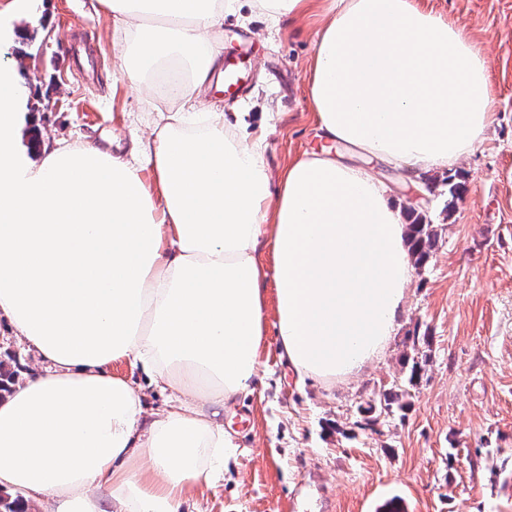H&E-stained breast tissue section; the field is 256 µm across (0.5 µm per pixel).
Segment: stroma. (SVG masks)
Returning a JSON list of instances; mask_svg holds the SVG:
<instances>
[{
	"mask_svg": "<svg viewBox=\"0 0 512 512\" xmlns=\"http://www.w3.org/2000/svg\"><path fill=\"white\" fill-rule=\"evenodd\" d=\"M465 26L487 63L495 122L451 174L404 180L367 164L407 219L437 235L416 267L385 352L360 373L300 380L282 357L276 284L268 282V333L253 393L224 412L238 448L224 473L194 487L185 512H378L397 496L404 512H512V0H421ZM328 0L268 27L242 7L225 18L223 51L251 42L241 99L205 96L225 114L266 124L265 160L278 179L321 148L309 68ZM17 67L30 92L27 157L48 141L111 146L130 157L157 117L112 55V17L101 0H41L0 15V69ZM462 182L459 197L449 179Z\"/></svg>",
	"mask_w": 512,
	"mask_h": 512,
	"instance_id": "obj_1",
	"label": "stroma"
}]
</instances>
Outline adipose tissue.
Here are the masks:
<instances>
[{
    "instance_id": "adipose-tissue-1",
    "label": "adipose tissue",
    "mask_w": 512,
    "mask_h": 512,
    "mask_svg": "<svg viewBox=\"0 0 512 512\" xmlns=\"http://www.w3.org/2000/svg\"><path fill=\"white\" fill-rule=\"evenodd\" d=\"M102 2L123 73L161 103L134 160L58 142L30 163L24 88L0 72V312L44 364L0 401V489L53 512H183L235 448L220 415L258 379L267 280L294 369L358 373L403 313L410 230L328 151L271 186L264 135L203 106L239 0ZM309 93L321 138L416 173L452 168L493 122L481 48L419 0H332ZM123 358L165 408L146 414L140 386L107 372Z\"/></svg>"
}]
</instances>
